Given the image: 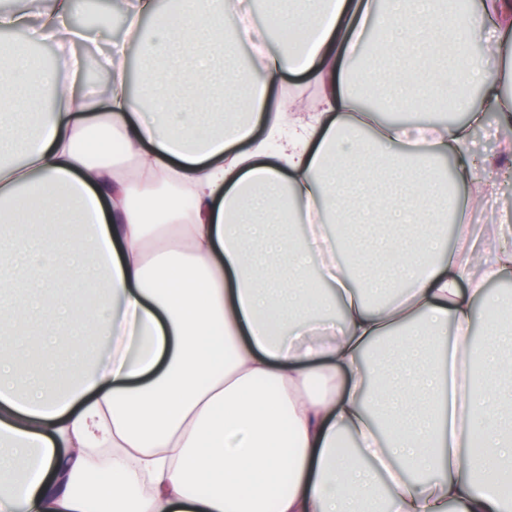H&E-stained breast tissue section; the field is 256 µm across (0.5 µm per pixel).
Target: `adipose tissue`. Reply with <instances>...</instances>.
<instances>
[{
    "mask_svg": "<svg viewBox=\"0 0 512 512\" xmlns=\"http://www.w3.org/2000/svg\"><path fill=\"white\" fill-rule=\"evenodd\" d=\"M75 7L33 30L0 13L23 34L0 55V257L36 290L0 292V335L37 346L0 360V512H512V301L487 290L512 278V222L429 231L491 190L471 136L489 111L512 131V0L467 9L462 35L447 0H289L301 47L246 65L217 47L270 34L228 26L236 0H125L100 97ZM367 21L390 50L357 71ZM478 41L493 67L468 62ZM287 72L322 100L285 137ZM452 74L487 103L457 101L461 123L372 125L352 94L389 80L388 108L426 111ZM89 271L107 285L81 308L60 291ZM79 336L111 360H65Z\"/></svg>",
    "mask_w": 512,
    "mask_h": 512,
    "instance_id": "obj_1",
    "label": "adipose tissue"
}]
</instances>
